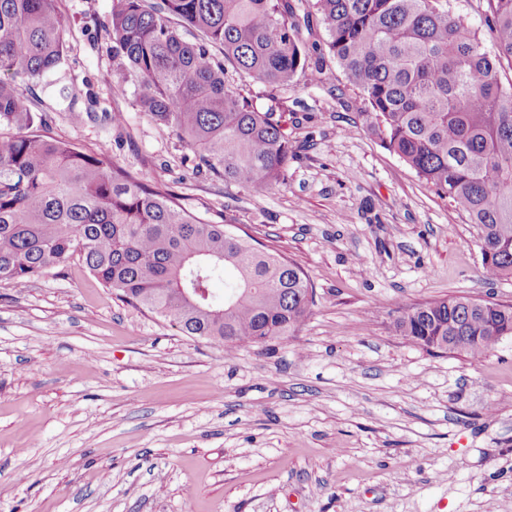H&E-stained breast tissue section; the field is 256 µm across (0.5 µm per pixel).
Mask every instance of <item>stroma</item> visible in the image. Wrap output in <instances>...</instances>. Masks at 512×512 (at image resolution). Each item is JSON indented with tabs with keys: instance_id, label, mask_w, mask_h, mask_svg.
<instances>
[{
	"instance_id": "obj_1",
	"label": "stroma",
	"mask_w": 512,
	"mask_h": 512,
	"mask_svg": "<svg viewBox=\"0 0 512 512\" xmlns=\"http://www.w3.org/2000/svg\"><path fill=\"white\" fill-rule=\"evenodd\" d=\"M57 4L61 64L16 82L44 130L224 215L315 294L294 336L229 354L127 305L76 257L1 283L0 512H512V336L477 358L433 355L393 327L435 299L512 305V278H487L478 227L370 131L335 59L285 92L226 67L259 110L284 97L296 117L286 186L255 194L196 171L138 111L112 0Z\"/></svg>"
}]
</instances>
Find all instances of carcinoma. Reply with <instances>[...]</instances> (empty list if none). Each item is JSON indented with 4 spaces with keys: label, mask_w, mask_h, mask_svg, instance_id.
<instances>
[{
    "label": "carcinoma",
    "mask_w": 512,
    "mask_h": 512,
    "mask_svg": "<svg viewBox=\"0 0 512 512\" xmlns=\"http://www.w3.org/2000/svg\"><path fill=\"white\" fill-rule=\"evenodd\" d=\"M441 0H112L114 53L139 80L137 104L171 128L207 170L253 193L286 185L296 146L283 102L259 111L224 84L228 63L293 88L324 25L328 51L397 154L479 227L488 275L512 277V0H486L492 46ZM68 17L55 0H0V282L22 288L75 254L129 305L193 339L235 352L294 334L308 274L241 229L208 221L119 165L108 149L31 131L18 78L57 68ZM200 34L196 43L181 30ZM217 46L224 60L210 47ZM224 278V299L211 283ZM442 298L400 311L418 347L480 356L512 333V305Z\"/></svg>",
    "instance_id": "carcinoma-1"
}]
</instances>
